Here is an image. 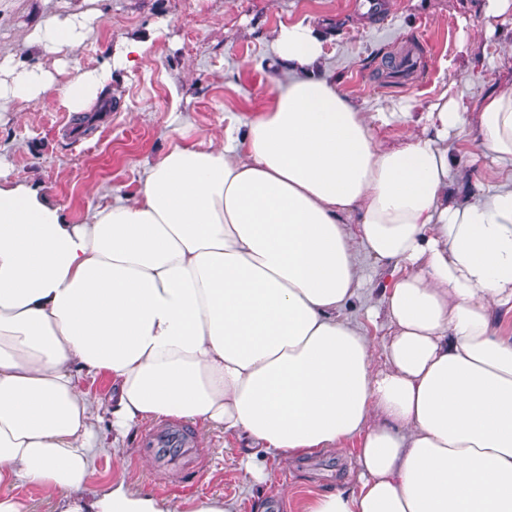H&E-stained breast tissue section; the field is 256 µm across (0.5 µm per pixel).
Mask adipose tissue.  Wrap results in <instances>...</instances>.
<instances>
[{
  "label": "adipose tissue",
  "mask_w": 512,
  "mask_h": 512,
  "mask_svg": "<svg viewBox=\"0 0 512 512\" xmlns=\"http://www.w3.org/2000/svg\"><path fill=\"white\" fill-rule=\"evenodd\" d=\"M83 13H49L32 65L0 59V104L53 95L101 108L111 68L56 82L87 38ZM273 94L220 135H179L138 169L134 195L67 222L38 186L0 169V512H239L220 495L168 498L124 472L90 489L92 450L125 460L146 422L184 420L243 441L250 486L269 462L355 446L353 487L301 512H512V179L466 198L449 188L448 141L467 119L512 169V84L476 105L440 94L365 111L323 71L308 24L272 38ZM414 124L397 146L375 124ZM386 273L390 331L376 366L345 315ZM107 375L108 398L83 391Z\"/></svg>",
  "instance_id": "ef3b65f1"
}]
</instances>
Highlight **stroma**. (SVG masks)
Wrapping results in <instances>:
<instances>
[{"label": "stroma", "mask_w": 512, "mask_h": 512, "mask_svg": "<svg viewBox=\"0 0 512 512\" xmlns=\"http://www.w3.org/2000/svg\"><path fill=\"white\" fill-rule=\"evenodd\" d=\"M485 0H378L377 10L356 0H0V58L36 63L25 43L44 11L92 18L90 38L64 56L59 78L99 69L124 38L149 40L146 56L112 71L113 107L101 121L76 130L75 115L54 98L0 108V161L13 176L39 185L63 206L72 223L89 208L131 195L137 169L162 154L177 130L191 138L223 128L224 115L248 116L271 96L270 35L279 25L317 24L325 33L323 65L341 90L367 111L448 92L476 103L512 82V13L484 30ZM452 188L460 194L498 183L503 173L485 157L473 125L451 141ZM125 464L127 477L162 496L219 494L253 512L239 464L238 444L214 429L201 438L202 475L195 485L161 478L158 459L141 467L140 440ZM356 481L350 453H326L293 467H271L265 490L270 512H298L311 492ZM288 484L289 498L278 496Z\"/></svg>", "instance_id": "1"}]
</instances>
